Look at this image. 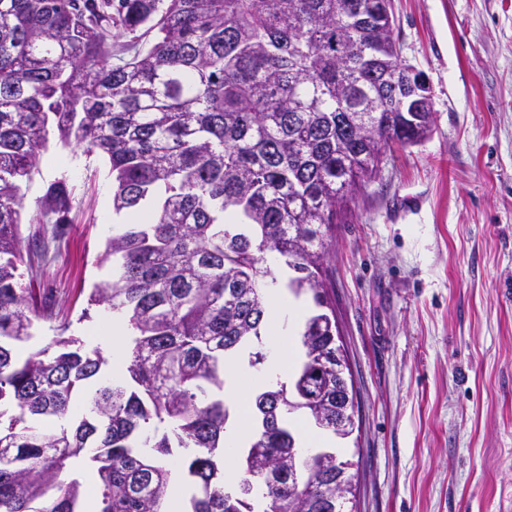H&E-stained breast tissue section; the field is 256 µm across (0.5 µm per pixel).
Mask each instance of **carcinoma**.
Segmentation results:
<instances>
[{
    "instance_id": "obj_1",
    "label": "carcinoma",
    "mask_w": 512,
    "mask_h": 512,
    "mask_svg": "<svg viewBox=\"0 0 512 512\" xmlns=\"http://www.w3.org/2000/svg\"><path fill=\"white\" fill-rule=\"evenodd\" d=\"M387 2L0 0V512H83L89 464L95 512H164L175 448L192 449L188 512H256L225 492L218 391L224 359L267 325L269 253L315 306L293 377L315 399L295 398L297 410L336 418L322 359L337 212L433 124L382 95L400 54ZM53 136L109 161L113 212L150 214L109 240L118 266L90 295L131 330L122 376L95 391L92 418L39 427L68 419L107 365L72 336L16 356L32 318L52 317L30 305L18 270L23 187ZM70 205L54 182L30 223L59 224ZM255 408L247 495L263 487L261 512H335L317 488L288 486V390L258 393Z\"/></svg>"
}]
</instances>
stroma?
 Wrapping results in <instances>:
<instances>
[{"label":"stroma","mask_w":512,"mask_h":512,"mask_svg":"<svg viewBox=\"0 0 512 512\" xmlns=\"http://www.w3.org/2000/svg\"><path fill=\"white\" fill-rule=\"evenodd\" d=\"M429 86L427 139L395 148L336 227L326 265L359 401L354 512H512V0H392ZM66 224L21 284L53 308L18 357L110 319L89 305L124 216L106 161L49 142L25 215L54 181Z\"/></svg>","instance_id":"obj_1"}]
</instances>
